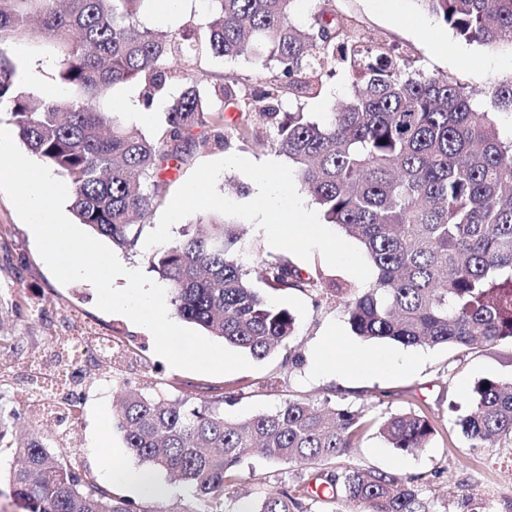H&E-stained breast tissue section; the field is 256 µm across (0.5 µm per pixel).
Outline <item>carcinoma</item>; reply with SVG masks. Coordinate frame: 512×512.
Listing matches in <instances>:
<instances>
[{"instance_id": "carcinoma-1", "label": "carcinoma", "mask_w": 512, "mask_h": 512, "mask_svg": "<svg viewBox=\"0 0 512 512\" xmlns=\"http://www.w3.org/2000/svg\"><path fill=\"white\" fill-rule=\"evenodd\" d=\"M144 0H0V113L9 116L29 153L63 178L79 223L134 249L143 222L164 202L160 175L191 151L226 143L224 109L247 139L268 124L270 144L296 166L324 220L358 240L377 277L358 285L303 275L284 259L264 262L274 290H312L343 308L351 330L367 340L404 346L453 344L469 351L512 340V138L499 135L496 112H512V78L492 88L494 111L480 92L449 76H429L410 55L365 36L319 0L305 23L296 0H208L210 20L167 31L139 20ZM457 37L487 50L512 48V0H415ZM41 33L56 47L63 95L24 90L12 42ZM252 62L261 85L226 72L207 91L194 74L211 58ZM344 72L346 101L321 120L283 100L317 97L323 78ZM139 87L152 107L172 85L159 133L127 127L100 100L117 84ZM237 225L203 213L150 265L172 294L177 315L224 343L264 358L295 334L296 318L268 303L239 260ZM224 396L190 406L154 391L126 394L115 427L142 465L162 470L219 503L232 494L234 470L248 448L271 461L324 465L316 479L342 492L356 512H429L415 479L396 473L338 470L356 447L364 415L290 397L274 412L224 419ZM473 445L512 438V378L473 388L457 420ZM14 449L13 495L26 512H131L112 489L90 479L75 458L64 464L38 431L7 441ZM379 434L397 453L429 447L437 433L421 408L392 413ZM303 486L279 487L236 512H311Z\"/></svg>"}]
</instances>
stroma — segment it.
I'll use <instances>...</instances> for the list:
<instances>
[{"mask_svg": "<svg viewBox=\"0 0 512 512\" xmlns=\"http://www.w3.org/2000/svg\"><path fill=\"white\" fill-rule=\"evenodd\" d=\"M331 7L372 36L410 48L416 67L426 74L449 75L480 90L482 107L491 105L494 81L512 78L511 48L489 51L460 39L424 14L415 0H332ZM10 53L20 65L21 76L34 70L41 73V82L30 84V91L43 95L56 88L52 65L55 47L50 39L37 36L15 43ZM224 136L227 146L194 151L179 170L167 174L165 197H173L200 163L223 158L226 152L254 162L280 158L270 145L239 139L233 129H225ZM0 225L8 229L0 245V334L11 337L19 358L8 379L10 399L0 404V413L14 431L23 435L35 428L47 441L58 433L54 422L35 424L26 403V356L52 360V340L63 341L92 330L112 337L116 343L112 363L88 361L85 380L74 389L76 435L81 448L78 463L93 479L101 477L95 441L102 421L113 418L114 406L125 391L159 388L193 405L220 395L228 420L275 410L295 395L350 407L372 421V428L364 433L358 447L341 457V465L417 478L433 512H461L460 502L465 495L474 512H512V440L475 447L455 424L478 381L512 377V343L504 341L467 353L453 345L405 347L363 340L351 331L342 308L332 300L312 291H275L255 275L263 261L275 258L285 259L305 272L319 271L341 279L345 271L330 267L317 252L303 260L272 248L248 222L244 225L241 258L254 272L252 286L276 306L293 313L296 334L275 353L258 360L253 370L210 375L176 369L155 352L148 329L123 315L100 310L93 286L84 281L64 285L53 276L30 239L26 224L1 192ZM322 347L336 357V370L328 376L314 370L317 351ZM384 350L411 360V368L390 372L375 368L355 376L350 361L354 352ZM411 406L424 409L438 433L429 447L401 455L389 448L376 424L382 417ZM319 470L314 463L276 464L253 451L236 468L234 489L256 501L282 484L312 482ZM166 485L167 493L159 498L134 497L118 486L113 492L133 500L140 512H209L210 502L198 500L182 482L170 479Z\"/></svg>", "mask_w": 512, "mask_h": 512, "instance_id": "obj_1", "label": "stroma"}]
</instances>
